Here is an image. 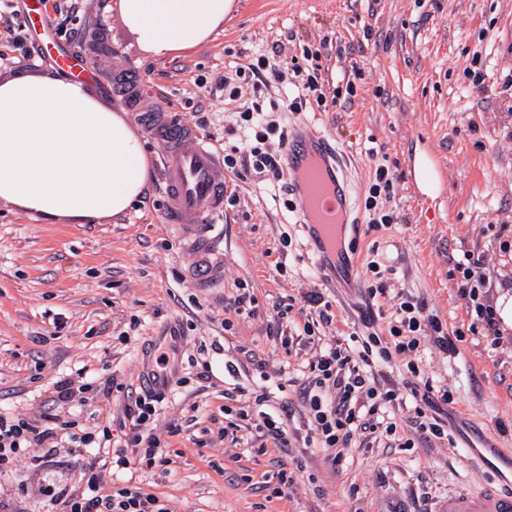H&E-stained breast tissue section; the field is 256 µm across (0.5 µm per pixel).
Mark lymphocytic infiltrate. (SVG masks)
I'll list each match as a JSON object with an SVG mask.
<instances>
[{"label": "lymphocytic infiltrate", "instance_id": "f902f5d3", "mask_svg": "<svg viewBox=\"0 0 512 512\" xmlns=\"http://www.w3.org/2000/svg\"><path fill=\"white\" fill-rule=\"evenodd\" d=\"M237 81H225L224 96L236 99L242 84L259 87L269 83L281 84L293 80L298 93L270 104L253 103L240 114V141L224 152V167L228 170L243 169L261 179L269 189L278 190L285 175L284 149L288 143V131L277 120L280 112H299L316 95L319 87L317 74L303 75L300 66L286 68L258 57L248 70L238 71ZM393 176L388 168L376 166L375 179L368 189L364 209L367 224L371 228L390 226L394 217L383 206L390 200ZM300 301L306 315L303 322H295L290 314L292 304L282 302L273 307L276 337L287 341L294 336L315 338L321 327H331L333 317L330 305L315 289L301 294ZM386 336L370 333L362 342L360 351L343 346L340 339L322 341L310 359L300 364V371L308 380L303 389L304 401L309 409V433L307 442L318 443L332 467H339L346 460V451L353 439L378 428L386 432L397 431L398 425L390 419V413L401 395L389 376H375L371 367L374 360L390 361L393 356L406 357V378L416 402L413 424L422 441L441 440L445 430L428 411L437 403L448 402L449 391H436L430 379L419 365L416 356L422 340H429L443 352L453 354L457 346L443 328L436 313L426 303L411 298L396 304L390 314ZM240 407L233 420L225 423L222 433L236 445L249 442L248 434L260 430L272 440L275 447L288 445V426L278 416L266 412L271 398L266 387L241 385L236 389ZM123 416L129 422V433L123 444L112 449L111 463L91 460L84 464L72 485L46 489L51 501L59 503L64 512H170L157 496L145 493L142 487L127 484L108 488L107 483L115 471L138 465L146 468L164 467L171 464L170 451L164 448L154 435L152 424L162 395L152 392L127 391L123 396ZM68 422L56 421L48 427L38 421H27L0 413V465L12 463L21 451L47 441L68 439L90 445L92 433L76 436L68 434Z\"/></svg>", "mask_w": 512, "mask_h": 512}]
</instances>
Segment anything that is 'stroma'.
Segmentation results:
<instances>
[{"instance_id":"35a3bbf8","label":"stroma","mask_w":512,"mask_h":512,"mask_svg":"<svg viewBox=\"0 0 512 512\" xmlns=\"http://www.w3.org/2000/svg\"><path fill=\"white\" fill-rule=\"evenodd\" d=\"M45 3L55 39L99 74L95 91L104 101H115L114 71L132 67L144 82L141 111L174 112L218 151L225 128L252 100L246 86L237 101H225V76L261 54H277L286 66L316 53L327 103L289 114L288 125L311 127L343 160L360 222L345 250L359 261L360 285L320 280L298 212L253 177L231 175L227 190L236 200L217 219L224 285L200 286L190 276V251L165 221L157 151L149 149V192L121 216L53 223L0 203V411L55 414L73 432L106 429L123 440V394L118 388L106 397L102 388L110 378L140 388L160 336L171 334L181 385L166 394L154 427L178 455L165 472L114 476L118 484L136 479L171 512H440L448 496L512 485V329L477 320L455 276L456 260L471 254L491 304L512 298V251L501 248L512 243V0H237L221 33L164 59L141 50L117 0ZM52 67L39 54L23 56L0 27V78ZM348 89L351 100L335 106V94ZM420 151L439 171L433 198L414 181ZM379 163L394 176L387 230L369 229L361 206ZM372 260L385 269L388 295L376 300L383 311L399 294L422 299L448 333L463 334L456 355L428 346L422 357L434 386L452 392L438 413L448 439L402 448L378 432L353 441L343 467L332 469L299 434L308 410L305 381L295 374L274 400L288 408L287 447L269 444L257 454L222 440L229 397L259 377L246 351L265 359L271 375L288 361L274 341V304L318 289L332 304L339 338L362 336ZM239 281L256 300L255 314L224 309ZM227 318L232 328H224ZM204 366L206 381L197 376ZM80 368L87 405L54 404L52 383ZM173 422L182 427L175 436L167 433ZM94 455L61 448L47 459L27 449L0 471V496L23 479L32 487L21 500L25 512H59L39 487L72 483ZM278 466L295 476L282 498L272 493Z\"/></svg>"}]
</instances>
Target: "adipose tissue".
<instances>
[{
	"mask_svg": "<svg viewBox=\"0 0 512 512\" xmlns=\"http://www.w3.org/2000/svg\"><path fill=\"white\" fill-rule=\"evenodd\" d=\"M143 52L181 55L224 26L234 0H118ZM145 146L88 86L48 71L0 79V202L51 221L123 215L149 178Z\"/></svg>",
	"mask_w": 512,
	"mask_h": 512,
	"instance_id": "1",
	"label": "adipose tissue"
}]
</instances>
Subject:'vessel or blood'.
Returning <instances> with one entry per match:
<instances>
[{"mask_svg": "<svg viewBox=\"0 0 512 512\" xmlns=\"http://www.w3.org/2000/svg\"><path fill=\"white\" fill-rule=\"evenodd\" d=\"M24 18L26 26L51 27L42 0H27ZM52 59L76 79L91 76L67 51L55 50ZM141 121L160 158L169 205L167 220L194 253L195 276L207 286L221 285L224 252L210 219L224 211V157L172 113H145ZM285 167L301 221L316 247L319 274L326 280L338 278L344 267L342 235L352 203L340 185L344 169L336 149L312 131H296L288 142ZM442 512H512V492L489 485L477 495L448 499Z\"/></svg>", "mask_w": 512, "mask_h": 512, "instance_id": "1", "label": "vessel or blood"}]
</instances>
